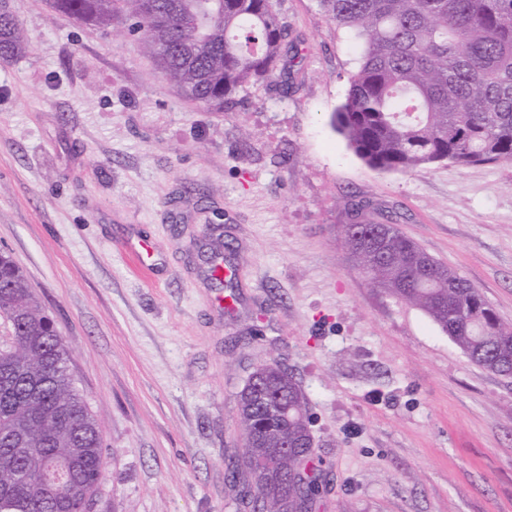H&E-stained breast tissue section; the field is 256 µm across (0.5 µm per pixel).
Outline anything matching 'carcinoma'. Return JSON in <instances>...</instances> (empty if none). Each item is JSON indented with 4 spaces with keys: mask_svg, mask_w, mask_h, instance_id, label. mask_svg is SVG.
I'll list each match as a JSON object with an SVG mask.
<instances>
[{
    "mask_svg": "<svg viewBox=\"0 0 512 512\" xmlns=\"http://www.w3.org/2000/svg\"><path fill=\"white\" fill-rule=\"evenodd\" d=\"M354 34L359 62L331 123L380 171L512 160V0H317ZM102 31L124 21L145 41L164 79L187 98L224 107L252 80L278 70L287 26L274 0H46ZM28 36L0 0V59ZM358 268L419 308L477 366L512 375V324L480 290L396 228L347 224ZM0 512H55L47 479L65 496L98 492L102 436L75 385L67 349L25 275L0 252ZM243 439L227 479L247 488L250 512H313L324 475L309 447L306 399L278 362L262 363L236 395Z\"/></svg>",
    "mask_w": 512,
    "mask_h": 512,
    "instance_id": "cac0c4a2",
    "label": "carcinoma"
}]
</instances>
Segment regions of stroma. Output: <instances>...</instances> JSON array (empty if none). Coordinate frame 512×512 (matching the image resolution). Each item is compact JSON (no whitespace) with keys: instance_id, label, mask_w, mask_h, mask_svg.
<instances>
[{"instance_id":"obj_1","label":"stroma","mask_w":512,"mask_h":512,"mask_svg":"<svg viewBox=\"0 0 512 512\" xmlns=\"http://www.w3.org/2000/svg\"><path fill=\"white\" fill-rule=\"evenodd\" d=\"M275 2L287 93L252 82L216 108L124 24L7 0L30 46L0 59V251L98 420L95 512H237L236 394L271 361L307 399L315 512H512V378L372 284L341 233L394 222L512 323V161L367 166L331 124L355 39L317 0ZM212 224L229 311L205 276Z\"/></svg>"}]
</instances>
